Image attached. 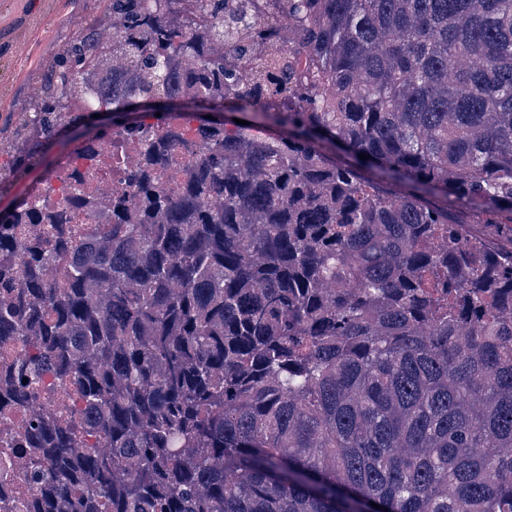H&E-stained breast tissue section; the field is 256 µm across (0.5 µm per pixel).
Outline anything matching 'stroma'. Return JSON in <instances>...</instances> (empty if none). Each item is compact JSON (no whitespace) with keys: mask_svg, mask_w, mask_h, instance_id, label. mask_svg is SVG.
<instances>
[{"mask_svg":"<svg viewBox=\"0 0 512 512\" xmlns=\"http://www.w3.org/2000/svg\"><path fill=\"white\" fill-rule=\"evenodd\" d=\"M95 0H0V90L7 113L28 111L33 86L52 61L81 33Z\"/></svg>","mask_w":512,"mask_h":512,"instance_id":"stroma-1","label":"stroma"}]
</instances>
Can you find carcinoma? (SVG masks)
<instances>
[{
    "mask_svg": "<svg viewBox=\"0 0 512 512\" xmlns=\"http://www.w3.org/2000/svg\"><path fill=\"white\" fill-rule=\"evenodd\" d=\"M33 97L14 175L161 128L93 240L82 190L0 215V337L32 345L0 375L73 399L30 425L34 507L512 512V0H104ZM173 98L249 124L125 112ZM98 212L87 210L74 217L68 224L73 237L84 240L97 235L104 224H99Z\"/></svg>",
    "mask_w": 512,
    "mask_h": 512,
    "instance_id": "carcinoma-1",
    "label": "carcinoma"
}]
</instances>
